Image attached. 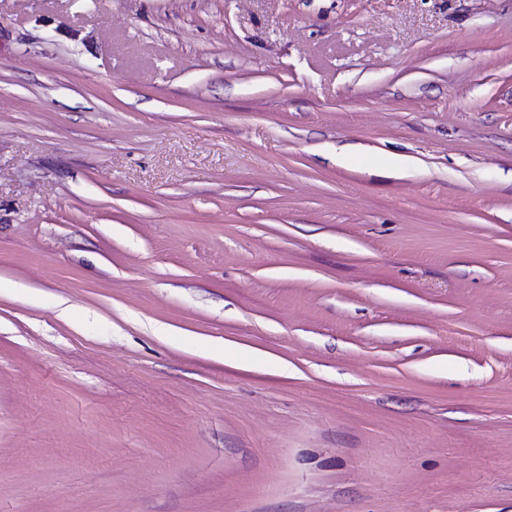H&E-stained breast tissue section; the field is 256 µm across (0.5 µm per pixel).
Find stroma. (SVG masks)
<instances>
[{"instance_id": "1", "label": "stroma", "mask_w": 512, "mask_h": 512, "mask_svg": "<svg viewBox=\"0 0 512 512\" xmlns=\"http://www.w3.org/2000/svg\"><path fill=\"white\" fill-rule=\"evenodd\" d=\"M0 281V512H512V0H0Z\"/></svg>"}]
</instances>
